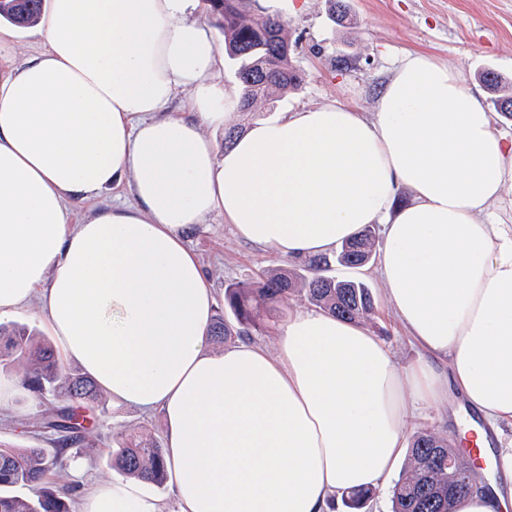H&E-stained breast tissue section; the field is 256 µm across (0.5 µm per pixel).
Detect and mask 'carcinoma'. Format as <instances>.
<instances>
[{
	"label": "carcinoma",
	"mask_w": 512,
	"mask_h": 512,
	"mask_svg": "<svg viewBox=\"0 0 512 512\" xmlns=\"http://www.w3.org/2000/svg\"><path fill=\"white\" fill-rule=\"evenodd\" d=\"M213 27L224 35V50L236 61L239 82L238 111L253 112L271 93L294 91L303 74L292 64L285 21L261 11L257 0H205ZM43 0H0V21L32 24L42 15ZM494 102L512 118V86L498 74L483 76ZM375 243L374 226L345 242L335 255L338 265H366ZM327 258L312 260L301 272L267 271L224 289V307L213 319V341L224 344L262 328L269 305L285 303L297 289L308 301L338 317L363 321L373 309L369 288L360 280L338 279ZM231 312L229 319L226 312ZM24 367L25 389L61 403L48 427L68 433L66 441L50 455L43 448H19L0 443V512H71L72 493L50 481L63 464L67 441L81 438L85 426L80 411L101 402V391L87 376L64 367L52 345L24 326L0 327V367ZM112 468L128 478H145L158 486L167 480L164 448L152 435H120L115 440ZM465 464L447 440L432 432H420L412 441L408 466L391 489L392 512H448L450 502L466 493L460 475ZM18 487L36 489L32 497L12 493Z\"/></svg>",
	"instance_id": "cac0c4a2"
}]
</instances>
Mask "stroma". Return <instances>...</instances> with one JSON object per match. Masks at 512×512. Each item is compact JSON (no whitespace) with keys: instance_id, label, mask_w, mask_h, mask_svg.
<instances>
[{"instance_id":"obj_1","label":"stroma","mask_w":512,"mask_h":512,"mask_svg":"<svg viewBox=\"0 0 512 512\" xmlns=\"http://www.w3.org/2000/svg\"><path fill=\"white\" fill-rule=\"evenodd\" d=\"M343 20H335L329 0H293L285 13L291 60L304 73L299 90L264 102L258 114L237 113L235 127L246 129L254 117L273 118L303 107L339 100L372 115L377 99L399 60L409 52H424L459 71L477 91L481 104L493 111L491 95L479 75L491 69L512 82V0H342ZM44 47L38 35L6 29L0 33V67L18 64ZM214 288L223 301L227 284L246 281L279 260L236 238L223 215L212 214L188 238ZM376 262L349 269L335 266L341 279L356 278L369 287L374 312L365 327L392 351L398 365L417 362L422 353L387 303ZM304 293H293L286 305L272 307L262 331L252 341L276 351L283 323L297 311L309 308ZM53 410L50 401L35 399L17 389L10 408L0 411V443L55 452L56 437L42 423ZM85 441L67 448L65 479L76 492L95 480L111 477L114 440L121 432L146 430L164 435L161 412L143 414L132 407L107 406L105 412L87 415Z\"/></svg>"}]
</instances>
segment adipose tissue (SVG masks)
<instances>
[{"label":"adipose tissue","mask_w":512,"mask_h":512,"mask_svg":"<svg viewBox=\"0 0 512 512\" xmlns=\"http://www.w3.org/2000/svg\"><path fill=\"white\" fill-rule=\"evenodd\" d=\"M196 0H49L47 47L0 73V316L39 318L113 404L162 411L179 512H330L385 486L420 405L451 411L490 472L451 512H512V138L459 72L422 52L372 118L339 101L204 133L237 101ZM187 91L186 111L166 106ZM129 183L134 201L99 205ZM409 202H399L400 193ZM89 203L81 223L70 204ZM221 213L276 259L334 255L381 225L380 275L425 360L401 368L363 325L321 310L276 354L213 349L215 295L188 236ZM79 512H163L140 478L98 481Z\"/></svg>","instance_id":"adipose-tissue-1"}]
</instances>
